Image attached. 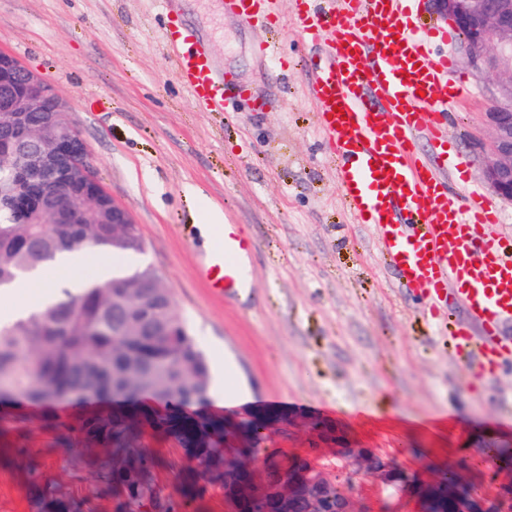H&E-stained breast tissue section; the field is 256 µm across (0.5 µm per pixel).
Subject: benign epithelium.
<instances>
[{
	"mask_svg": "<svg viewBox=\"0 0 512 512\" xmlns=\"http://www.w3.org/2000/svg\"><path fill=\"white\" fill-rule=\"evenodd\" d=\"M437 10L464 33L463 53L478 77L494 80L484 121L490 140L479 141L484 181L499 198L512 202V0H435ZM65 103L38 75L0 51V160L11 161L16 190L36 188L48 224H80L87 210L112 212V223L130 224L96 178L84 141L64 118ZM336 457L353 459L385 482L408 483L390 461L361 448L338 446ZM274 470L236 455L225 456L224 483L241 488L224 496L227 512H364L352 493L328 479L310 458L292 471L293 461L273 449ZM464 482L439 476L419 489L423 512H512V482L492 498L461 491Z\"/></svg>",
	"mask_w": 512,
	"mask_h": 512,
	"instance_id": "obj_1",
	"label": "benign epithelium"
}]
</instances>
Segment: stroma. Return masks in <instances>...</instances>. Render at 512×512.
Returning a JSON list of instances; mask_svg holds the SVG:
<instances>
[{
    "instance_id": "35a3bbf8",
    "label": "stroma",
    "mask_w": 512,
    "mask_h": 512,
    "mask_svg": "<svg viewBox=\"0 0 512 512\" xmlns=\"http://www.w3.org/2000/svg\"><path fill=\"white\" fill-rule=\"evenodd\" d=\"M223 4L174 0V9L216 71L250 88L261 109L212 112L191 99L169 56L160 0H0V50L62 96L95 175L139 225L143 253L113 262L153 268L172 289L176 313L221 375L206 413L235 423L262 417L257 447L315 455L329 476L351 475L367 512H419L420 503L337 460L335 445L381 454L420 478L451 465L474 492L496 496L508 472L488 451L512 449V366L472 382L431 299L399 287L374 230L354 223L309 94L316 50L296 25L295 0H275L273 19L251 22ZM265 44L275 56L263 55ZM448 51L461 91L448 101L442 135L479 185L487 83L468 70L459 43ZM190 185L255 240L247 292H217L200 278L210 252L185 196ZM231 386L246 388L250 402L225 407ZM14 413L28 416L31 435L21 449L0 436V512H32L30 460L45 483L113 512L70 453L46 451L43 407L0 403V416ZM151 449L162 461L160 489L179 497L187 459L167 442Z\"/></svg>"
}]
</instances>
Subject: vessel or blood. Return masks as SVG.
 Returning a JSON list of instances; mask_svg holds the SVG:
<instances>
[{
    "instance_id": "b4317fda",
    "label": "vessel or blood",
    "mask_w": 512,
    "mask_h": 512,
    "mask_svg": "<svg viewBox=\"0 0 512 512\" xmlns=\"http://www.w3.org/2000/svg\"><path fill=\"white\" fill-rule=\"evenodd\" d=\"M413 0H297L306 40L326 43L313 72L311 94L319 124L336 142L337 181L356 223L371 225L383 256L404 288H421L434 303L454 295L468 319L454 334L467 351L472 380L494 376L512 336V237L488 234L498 208L482 193L449 192L448 175L468 162L438 145L423 158L420 143L436 140L446 119L439 112L451 59L434 54L414 35ZM273 0H224V10L246 20L268 18ZM176 70L194 101L219 112L231 75L219 76L192 32L173 29ZM256 249L239 225L223 227V243L203 267L217 290L242 285Z\"/></svg>"
}]
</instances>
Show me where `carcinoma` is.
Wrapping results in <instances>:
<instances>
[{
	"mask_svg": "<svg viewBox=\"0 0 512 512\" xmlns=\"http://www.w3.org/2000/svg\"><path fill=\"white\" fill-rule=\"evenodd\" d=\"M137 229L91 215L85 224H46L30 203L23 219L0 207V287L53 261L65 250L94 248L112 255L144 251ZM142 282L114 275L88 283L26 319L0 325V399L24 397L79 405L95 399L131 402L149 395L165 411L105 409L92 415L49 416L42 430L49 450L76 448L97 495L115 512H185L206 485L224 486V425L206 415L186 420L183 406L204 400L209 364L174 312L171 289L152 268L134 271ZM160 437L202 465L183 476L181 501L162 493L148 438ZM35 512H93L77 499L40 483L30 468Z\"/></svg>",
	"mask_w": 512,
	"mask_h": 512,
	"instance_id": "carcinoma-1",
	"label": "carcinoma"
}]
</instances>
